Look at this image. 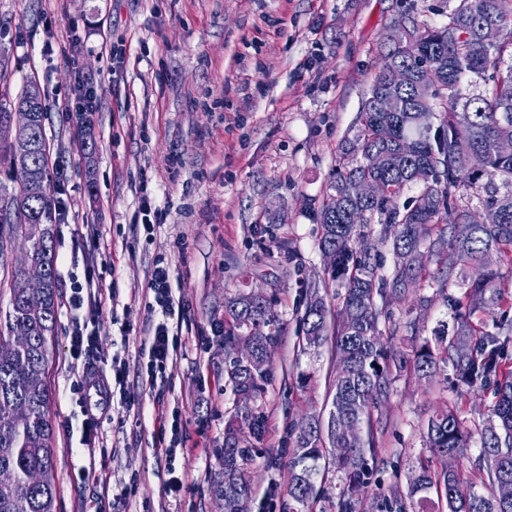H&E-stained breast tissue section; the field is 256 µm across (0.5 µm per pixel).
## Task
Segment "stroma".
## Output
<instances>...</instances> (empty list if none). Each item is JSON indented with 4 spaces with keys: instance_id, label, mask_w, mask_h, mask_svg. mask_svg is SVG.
Masks as SVG:
<instances>
[{
    "instance_id": "1",
    "label": "stroma",
    "mask_w": 512,
    "mask_h": 512,
    "mask_svg": "<svg viewBox=\"0 0 512 512\" xmlns=\"http://www.w3.org/2000/svg\"><path fill=\"white\" fill-rule=\"evenodd\" d=\"M404 0H0L13 72L0 94L36 81L51 107L45 121L50 170L62 171L79 204L75 222L53 227L60 299L93 269L106 285L80 317L98 361L137 367L160 319L147 284L159 259L190 307L178 324L172 365L156 388L130 375L125 398H78L83 366L69 352L71 315L60 309L47 386L55 427L57 512H219L210 486L224 429L237 407L224 386V300L258 290L273 303L281 341L256 407L265 415L253 451L251 512H282L294 423L321 409L334 358L302 349L306 286L321 287L330 314L316 210L353 138L378 49ZM90 113L65 115L55 100L78 80ZM160 215L143 231V195ZM140 410L128 408V401ZM456 395L442 382L398 380L381 413L389 423L369 458L374 493L405 490L421 429ZM99 415L103 444L83 448L74 431L85 409ZM179 409L188 472L166 491L157 418ZM95 468L97 481L78 467Z\"/></svg>"
}]
</instances>
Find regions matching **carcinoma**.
I'll list each match as a JSON object with an SVG mask.
<instances>
[{
	"label": "carcinoma",
	"mask_w": 512,
	"mask_h": 512,
	"mask_svg": "<svg viewBox=\"0 0 512 512\" xmlns=\"http://www.w3.org/2000/svg\"><path fill=\"white\" fill-rule=\"evenodd\" d=\"M496 22L503 37L494 46L482 43L483 24ZM400 45L384 43L378 56L406 72L398 91L402 109L376 112L371 98L383 88L377 71L363 99L355 136L339 147V164L317 209L322 253L336 254L325 269L328 279L345 288L332 333L328 308L316 291L309 292L303 316V348L331 344L334 352L331 400L322 412L297 427L296 445L288 459V512H306L315 493L319 462L328 448H346L333 459L345 475L336 512H357L367 487L366 454H376V430L384 427L374 412L390 398L393 384L412 376L432 384L442 368H451L457 400L495 385V402L481 421L466 425L459 405L441 407L422 428L424 447L411 468L408 492L379 496L372 512H432L435 493L448 512H512V499L498 496L497 485L512 480V297L502 292L503 269L512 271V193L497 195L494 177L512 182V155L497 150V141L512 135V0H455L448 22L431 26L408 9L398 18ZM475 78L487 94H473L464 80ZM46 104L40 103L31 129L35 150L29 166L45 183L38 198L27 196L25 181L8 191L0 186V256L3 228L30 242L20 265L11 271L8 308L0 309V512H56V479L46 370L52 359V338L58 317V282L53 254L52 196L49 149L43 126ZM428 109L438 123L429 129L414 122V111ZM21 168L11 144L0 139V166ZM381 181L386 192L373 201L350 194L354 182ZM421 186L417 196L399 204L404 191ZM486 195V213L479 218L456 191ZM381 224L375 239L370 224ZM391 247L393 269L379 272L378 245ZM44 265L48 285L32 311L33 300L15 288L23 267ZM426 283L451 310L434 341L404 352L392 341L406 328L417 338L433 302L416 297ZM415 298L405 326L391 320L393 299ZM500 316H495V311ZM493 323H488V318ZM23 332L28 342L14 350L9 341ZM279 327L265 296L240 293L224 302V379L237 401L247 404L265 392L271 364L266 349L277 344ZM243 340L254 345L249 367L233 357ZM351 419L358 433H344L340 423ZM265 417L250 412L228 426L222 456V477L214 496L235 495L241 512H250L253 493L248 449L239 446L243 429L260 437ZM479 435L473 471L460 467L470 458L472 434Z\"/></svg>",
	"instance_id": "cac0c4a2"
}]
</instances>
